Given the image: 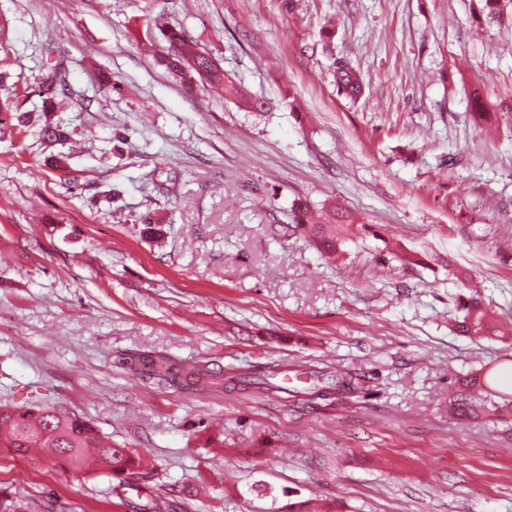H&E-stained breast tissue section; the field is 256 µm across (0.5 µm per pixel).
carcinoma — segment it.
Segmentation results:
<instances>
[{"label":"carcinoma","instance_id":"carcinoma-1","mask_svg":"<svg viewBox=\"0 0 512 512\" xmlns=\"http://www.w3.org/2000/svg\"><path fill=\"white\" fill-rule=\"evenodd\" d=\"M483 11L491 20L504 18L512 0H482ZM168 42L167 53L157 58L169 74L185 90L193 89L195 83H207L224 90V94L240 99L241 103L252 111L260 112L264 104L244 96L235 81L224 74V70L213 58L201 50L197 42L173 27L147 23L145 39L153 42L157 39ZM336 86L340 93L350 97L361 94L363 84L359 74L346 63H339L334 70ZM68 91L65 82L64 67L56 64L42 82V94L49 98L64 95ZM293 230L304 235L321 254L337 257L344 253L345 237L336 229L330 215L299 202L294 207ZM462 318L456 330L470 336L497 337L506 339L503 331L494 320L481 295L472 294L461 304ZM131 369L143 377L158 383L180 381L187 385H200L214 377L205 367H181L164 357L139 361ZM280 372L270 367L260 376H242L234 372L224 374V379L233 387L248 390L252 387L289 394L304 402H313L333 395L351 399L364 396L368 392L365 379L357 372L338 369L333 373L317 372L311 375V383L300 389H290L277 382ZM449 410L459 416L468 417L477 414V406L468 396L461 393L451 401ZM0 449L21 457L37 450L54 464L74 469L91 464L104 476L118 477L121 482L141 489L140 482L145 480L149 463L135 460L133 451L124 445L112 442L88 418L69 411H58L56 407L30 405L24 407L0 406ZM256 491L262 496H271L269 512H335V508L318 504L314 500L292 502L288 492H282L287 498L280 504L279 497L272 494L268 487L258 484ZM140 512H172L174 505L162 495H149L139 505Z\"/></svg>","mask_w":512,"mask_h":512}]
</instances>
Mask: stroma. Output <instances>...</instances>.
<instances>
[{
    "mask_svg": "<svg viewBox=\"0 0 512 512\" xmlns=\"http://www.w3.org/2000/svg\"><path fill=\"white\" fill-rule=\"evenodd\" d=\"M480 9L0 0V403L91 419L154 457L146 490L198 489L184 512H267L260 483L346 512H512V411H448L461 377L512 366L500 342L454 330L459 269L512 320V23ZM158 16L264 111L176 83L156 62L166 43L140 47ZM58 61L71 92L46 102ZM336 61L359 72L357 99ZM50 122L68 140L44 139ZM301 199L357 217L336 261L286 231ZM151 356L343 368L369 392L303 406L160 384L127 366ZM117 485L0 452V495L28 512H135ZM335 67L334 75L338 91L350 97H357L361 94L363 84L356 70L346 63H338Z\"/></svg>",
    "mask_w": 512,
    "mask_h": 512,
    "instance_id": "stroma-1",
    "label": "stroma"
}]
</instances>
